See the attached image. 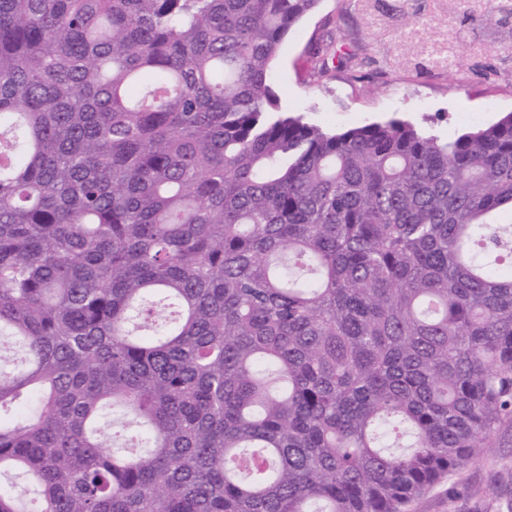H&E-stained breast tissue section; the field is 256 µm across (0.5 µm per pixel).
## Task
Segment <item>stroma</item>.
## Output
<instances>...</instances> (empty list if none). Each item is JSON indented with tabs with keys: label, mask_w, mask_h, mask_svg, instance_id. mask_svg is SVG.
I'll list each match as a JSON object with an SVG mask.
<instances>
[{
	"label": "stroma",
	"mask_w": 512,
	"mask_h": 512,
	"mask_svg": "<svg viewBox=\"0 0 512 512\" xmlns=\"http://www.w3.org/2000/svg\"><path fill=\"white\" fill-rule=\"evenodd\" d=\"M353 58L318 78L330 39ZM281 111L344 131L391 119L451 140L512 112V0H321L284 40ZM411 512H512V442L418 497Z\"/></svg>",
	"instance_id": "1"
}]
</instances>
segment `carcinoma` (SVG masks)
Returning a JSON list of instances; mask_svg holds the SVG:
<instances>
[{
	"instance_id": "cac0c4a2",
	"label": "carcinoma",
	"mask_w": 512,
	"mask_h": 512,
	"mask_svg": "<svg viewBox=\"0 0 512 512\" xmlns=\"http://www.w3.org/2000/svg\"><path fill=\"white\" fill-rule=\"evenodd\" d=\"M319 2L0 0V512H408L512 429V112H281Z\"/></svg>"
}]
</instances>
